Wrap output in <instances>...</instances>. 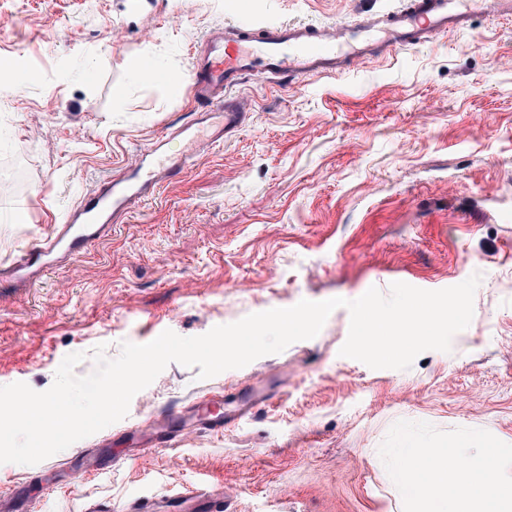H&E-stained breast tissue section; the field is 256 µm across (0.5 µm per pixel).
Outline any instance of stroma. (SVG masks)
Returning a JSON list of instances; mask_svg holds the SVG:
<instances>
[{"mask_svg": "<svg viewBox=\"0 0 512 512\" xmlns=\"http://www.w3.org/2000/svg\"><path fill=\"white\" fill-rule=\"evenodd\" d=\"M391 0H253L269 22L347 23ZM233 0H0V265L50 234L81 196L121 174L140 148L187 145L195 119L192 48L238 19ZM150 59L182 90L146 79ZM237 96L245 125L131 204L104 239L27 288L0 282V386L49 389L63 358L145 344L170 330L213 327L300 300H355L395 282L424 290L481 281L469 326L447 352L410 369L340 356L350 327L334 310L319 334L248 365L199 378L169 364L122 420L34 465L0 464L5 512H118L200 483L228 512H404L379 455L391 426L489 431L512 444V22L473 18L460 34L336 76L270 87L250 77ZM469 263H461V256ZM262 393L221 433L84 478L81 452L210 392Z\"/></svg>", "mask_w": 512, "mask_h": 512, "instance_id": "stroma-1", "label": "stroma"}]
</instances>
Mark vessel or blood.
I'll use <instances>...</instances> for the list:
<instances>
[{
	"label": "vessel or blood",
	"mask_w": 512,
	"mask_h": 512,
	"mask_svg": "<svg viewBox=\"0 0 512 512\" xmlns=\"http://www.w3.org/2000/svg\"><path fill=\"white\" fill-rule=\"evenodd\" d=\"M503 18L512 17V0H398L395 7L340 26L306 22L269 23L251 18L250 0H239L242 21L212 29L194 46L190 91L204 112H218V129L203 132L200 122L181 127L190 143L201 138L217 142L243 124L247 112L234 89L248 77L269 85L286 78L333 76L363 59H382L394 51L412 49L440 34L461 31L465 23L487 8ZM185 161H172L160 146H152L135 167L103 192L82 196L68 211L65 222L47 238L34 241L9 265H0V281L29 283L34 273L54 268L58 259L86 252L105 237L114 216L125 214L133 200L147 196L163 181L183 172ZM223 394L213 393L192 409H171L168 431L157 437L153 424H145L136 436L141 448L178 445L185 435L186 414H193L212 430L224 428ZM176 512H224L222 495L193 491L170 501Z\"/></svg>",
	"instance_id": "obj_1"
}]
</instances>
